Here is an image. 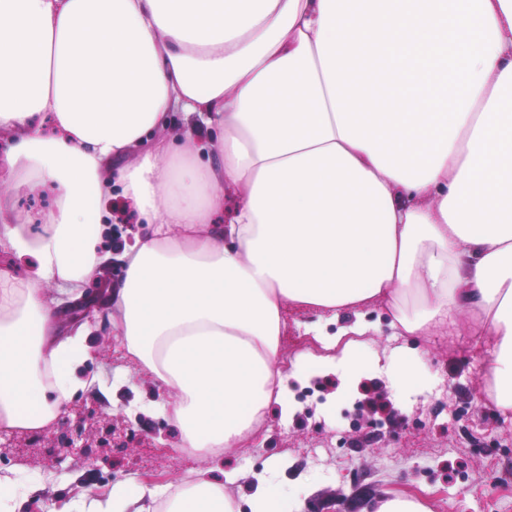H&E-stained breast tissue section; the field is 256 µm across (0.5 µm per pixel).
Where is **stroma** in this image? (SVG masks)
<instances>
[{
	"label": "stroma",
	"instance_id": "stroma-1",
	"mask_svg": "<svg viewBox=\"0 0 512 512\" xmlns=\"http://www.w3.org/2000/svg\"><path fill=\"white\" fill-rule=\"evenodd\" d=\"M112 204L105 229L88 227L89 233H100L107 259L99 282L84 289L93 305L92 357L83 371L105 379L122 361L101 290L119 287L123 267L117 255L140 230L122 196ZM353 320L349 312L334 319L287 308L284 357L292 362L307 352L321 353L311 325L333 335ZM364 321L365 338L375 349L426 350L437 390L426 400L404 404L371 366L350 383L337 372L303 371L287 381L295 416L282 419L278 406H270L256 434L212 460V467L246 471L247 480L233 488L240 495L248 493L251 480L267 476L284 489L308 486L293 512H371L373 501L392 494L425 500L433 512H512V411L502 412L484 397L490 343L465 329L452 336L397 335L380 305L366 310ZM138 395L153 397L154 387L133 373L113 398L93 387L39 431L0 433V474L22 467L44 479L25 512H52L84 490H104L131 478L177 486L201 467V460L179 450L177 431L166 420L128 414L129 401ZM68 437L77 438L82 452L67 451Z\"/></svg>",
	"mask_w": 512,
	"mask_h": 512
}]
</instances>
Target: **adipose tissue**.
I'll list each match as a JSON object with an SVG mask.
<instances>
[{"label":"adipose tissue","mask_w":512,"mask_h":512,"mask_svg":"<svg viewBox=\"0 0 512 512\" xmlns=\"http://www.w3.org/2000/svg\"><path fill=\"white\" fill-rule=\"evenodd\" d=\"M181 114L173 132L170 114ZM0 432L37 431L92 382L90 331L59 337L97 278L113 186L147 224L109 300L124 370L180 448L240 447L290 372L381 362L403 398L424 350L376 351L363 321L285 366L286 306L384 305L405 336L469 316L512 410V0H0ZM51 193L45 212L17 198ZM212 468L133 479L67 512H287Z\"/></svg>","instance_id":"ef3b65f1"}]
</instances>
